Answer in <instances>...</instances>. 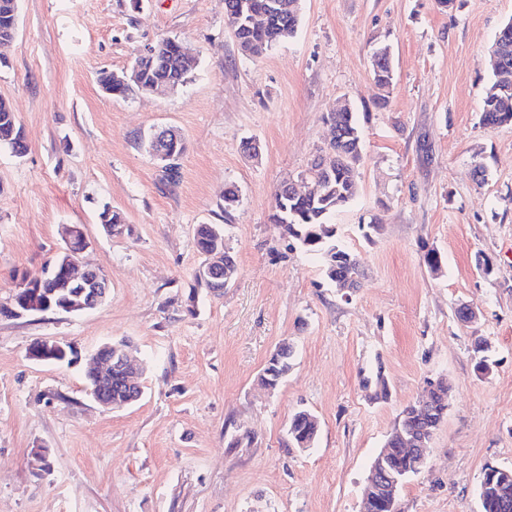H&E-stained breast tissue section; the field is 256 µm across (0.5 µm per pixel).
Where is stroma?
Segmentation results:
<instances>
[{"mask_svg":"<svg viewBox=\"0 0 512 512\" xmlns=\"http://www.w3.org/2000/svg\"><path fill=\"white\" fill-rule=\"evenodd\" d=\"M511 19L512 0L448 12L435 0H301L296 35L252 57L224 0H18L0 96L28 150L0 148V305L53 262L64 224L83 226L81 259L110 293L81 314H0V512H362L374 457L438 378L452 387L448 412L398 510L481 512L485 468L512 469V125L480 123L488 50ZM167 37L197 60L183 85L102 92L100 71L129 70ZM382 45L394 81L380 107L371 57ZM343 98L364 138L356 198L333 219L364 268L345 292L268 220L276 186L327 144L324 117ZM161 127L185 142L172 183L143 144ZM231 184L241 202L228 214ZM106 205L130 234L104 232ZM199 224L223 225L236 258L219 296L195 282ZM432 247L439 275L423 261ZM463 303L477 322L457 318ZM477 336L492 343L486 376ZM37 339L65 340L78 358L31 360ZM285 339L293 365L271 391L260 375ZM119 340L146 366L144 393L112 411L87 396L85 358ZM300 408L321 421L304 449L286 437ZM232 433L250 445L228 447Z\"/></svg>","mask_w":512,"mask_h":512,"instance_id":"stroma-1","label":"stroma"}]
</instances>
